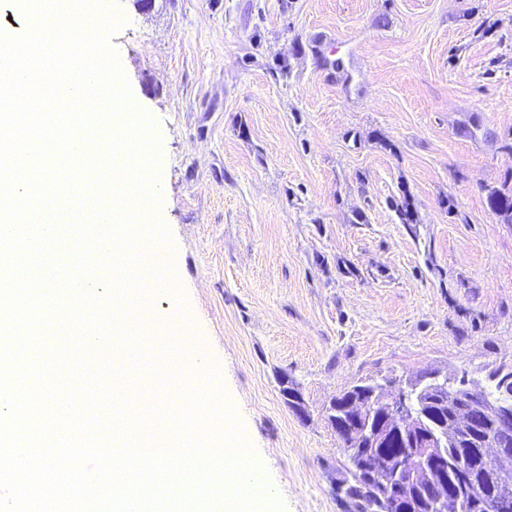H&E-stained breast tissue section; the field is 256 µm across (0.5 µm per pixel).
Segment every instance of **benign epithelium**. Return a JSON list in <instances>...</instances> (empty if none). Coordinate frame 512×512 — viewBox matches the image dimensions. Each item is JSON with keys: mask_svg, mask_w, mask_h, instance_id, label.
I'll use <instances>...</instances> for the list:
<instances>
[{"mask_svg": "<svg viewBox=\"0 0 512 512\" xmlns=\"http://www.w3.org/2000/svg\"><path fill=\"white\" fill-rule=\"evenodd\" d=\"M450 383L452 380L436 372L425 371L406 388L390 383L369 387V399L378 403L383 421L377 424L365 412V407H355L356 420L361 425L356 448L360 482L354 487L352 499L381 496L387 499L391 512H418V495L423 493L434 512H460L461 502L448 484V471L443 467L448 434L427 430L419 405L426 393L439 397ZM486 410L497 420L498 432L493 444L483 449V456L488 469L501 478L499 507L506 510L512 507V414L494 404L486 405ZM392 432L412 445L396 471L376 455V449L386 445Z\"/></svg>", "mask_w": 512, "mask_h": 512, "instance_id": "obj_1", "label": "benign epithelium"}]
</instances>
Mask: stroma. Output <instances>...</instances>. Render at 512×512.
Segmentation results:
<instances>
[{
	"mask_svg": "<svg viewBox=\"0 0 512 512\" xmlns=\"http://www.w3.org/2000/svg\"><path fill=\"white\" fill-rule=\"evenodd\" d=\"M160 135L169 337L217 368L284 512H345L357 383L512 364V0H118ZM410 194L417 221L391 207ZM190 315L182 317L179 301ZM299 388L305 417L282 379ZM487 202L490 210L506 223H512V188L488 190Z\"/></svg>",
	"mask_w": 512,
	"mask_h": 512,
	"instance_id": "stroma-1",
	"label": "stroma"
}]
</instances>
